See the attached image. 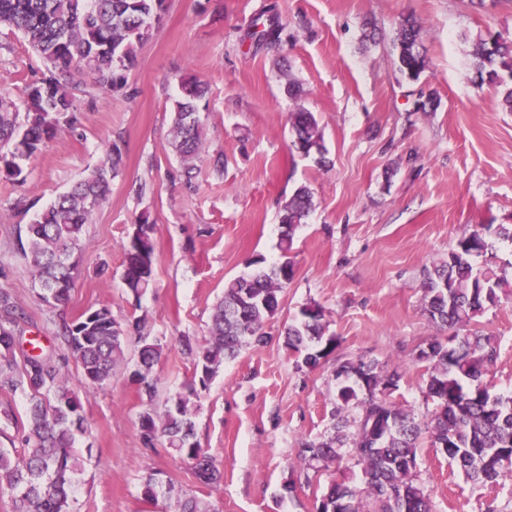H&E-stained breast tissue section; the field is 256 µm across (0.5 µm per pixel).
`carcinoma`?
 Here are the masks:
<instances>
[{
  "label": "carcinoma",
  "instance_id": "obj_1",
  "mask_svg": "<svg viewBox=\"0 0 512 512\" xmlns=\"http://www.w3.org/2000/svg\"><path fill=\"white\" fill-rule=\"evenodd\" d=\"M165 9L166 0H0V27L20 34L46 67L20 99L0 92V178L25 180L24 162L42 151L61 128L79 123L76 102L84 93L86 76H92L103 94L125 89L137 50ZM419 35L418 23L407 16L393 39L399 70L412 80L427 68L419 51ZM242 40L269 50H278L288 41L274 5L259 11ZM474 58L479 84L503 86L506 78H512V41L490 35L476 45ZM180 89L170 108V145L189 186L206 137L198 111L207 88L191 76L181 79ZM289 121L291 147L304 156L317 154V164L328 166L314 113L292 112ZM105 154L102 165L37 212L20 242L38 296L50 307L69 301L79 275L80 254L86 248V226L110 196L112 180L122 165V139L108 143ZM313 207V192L305 185L282 203L283 252L290 251L297 228ZM153 234L154 225L142 215L124 245L123 281L136 297L153 284V268L141 265L144 257L154 261ZM487 249L483 232L475 229L458 239L447 258L425 270L423 310L432 321L452 330L446 341L431 343L427 390L436 399V408L428 421L416 420L384 394L365 392L364 385L372 382L397 387L398 369L363 360L337 367L334 434L323 441L302 443L299 460L308 469L304 473L308 483L309 471L328 469L346 447L362 466L364 487L332 481L315 512H333L338 501L347 503L344 512H433L430 495L414 477L425 434L476 484L512 477V395L493 394L476 385L494 366L497 343L490 336L468 332L471 323L498 302L503 285L500 278L473 274L475 258ZM293 276V264L286 259L224 284L205 343L200 345L188 336L181 339L200 387H206L224 361L243 347L267 342L264 325L279 310L280 294ZM24 318L11 294L0 289V390H19L28 397L22 415L11 403H0V432L13 429L11 443L22 448L19 453L0 448V489L11 492L12 512H75L79 468L72 448L76 435L86 432L78 391L52 359L28 355L17 360L14 328ZM326 328L325 312L316 304L302 307L300 317L285 326L284 347L301 359L297 367L314 369L336 348V337H325ZM58 335L79 368L83 388L107 384L124 358V341L137 337L133 377L140 392L154 397L149 374L161 358L162 347L143 333L142 320L122 325L108 307L101 306L62 322ZM198 399L192 386L171 398L161 412L148 406L140 415L143 440L150 448L162 441L164 447L192 462L199 480L216 483L220 472L195 440ZM353 401L359 413L352 418ZM143 495L151 502L160 495L174 500L175 512H216L209 502L182 492L170 481L164 486L153 476L145 480Z\"/></svg>",
  "mask_w": 512,
  "mask_h": 512
}]
</instances>
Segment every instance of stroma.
<instances>
[{
	"mask_svg": "<svg viewBox=\"0 0 512 512\" xmlns=\"http://www.w3.org/2000/svg\"><path fill=\"white\" fill-rule=\"evenodd\" d=\"M266 3L287 25L280 52L241 40ZM407 15L420 24L428 63L416 81L400 72L392 44ZM490 33L512 39L505 0H168L124 92L81 97L79 124L27 161L26 180L0 178V289L26 314L15 328L17 356L66 360L70 382H78L58 325L101 305L117 322L142 319L163 347L152 371L154 401L131 378L133 337L110 384L80 390L87 432L76 444L83 462L76 512H173L169 501L144 500L153 473L216 512H314L332 476L363 483L347 455L311 482L300 477L302 442L334 433L336 369L345 361L398 368L389 400L429 419L436 402L416 355L447 331L422 308L424 271L462 234L512 225V112L502 107L501 88L478 85L472 57L477 38ZM43 69L27 41L0 28V79L12 97ZM187 75L208 88L199 112L206 142L191 190L176 177L169 148L168 109ZM290 79L299 87L294 97L284 90ZM299 108L319 120L328 167L291 148L288 115ZM116 138L121 173L87 226L80 275L66 305L47 306L19 238L37 209L102 163ZM218 152L220 176L208 164ZM302 185L312 189L314 208L285 254L280 205ZM143 214L154 226L155 261L153 286L137 299L122 281L123 245ZM285 255L295 274L264 326L269 343L225 361L200 393L195 438L223 474L202 484L191 462L145 448L140 414L192 384L195 368L180 339L205 340L225 282L250 274L256 257L273 263ZM474 271L509 282L471 329L498 343L484 384L512 394V243L490 238ZM308 304L324 309L337 344L318 367L301 370L280 334ZM417 462L434 512H512V478L473 484L427 440Z\"/></svg>",
	"mask_w": 512,
	"mask_h": 512,
	"instance_id": "stroma-1",
	"label": "stroma"
}]
</instances>
